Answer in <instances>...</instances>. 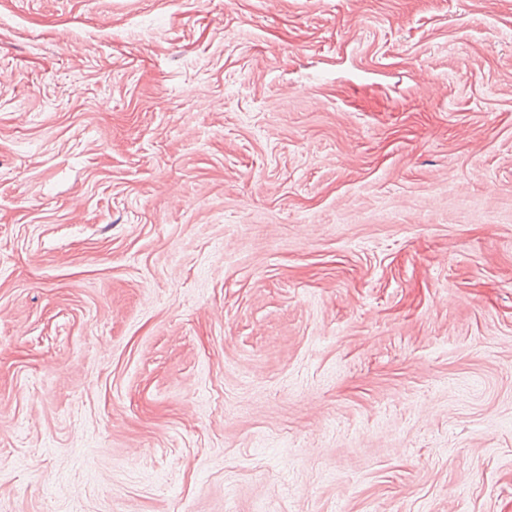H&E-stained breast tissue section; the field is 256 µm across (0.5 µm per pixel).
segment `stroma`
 Wrapping results in <instances>:
<instances>
[{"instance_id":"obj_1","label":"stroma","mask_w":512,"mask_h":512,"mask_svg":"<svg viewBox=\"0 0 512 512\" xmlns=\"http://www.w3.org/2000/svg\"><path fill=\"white\" fill-rule=\"evenodd\" d=\"M0 512H512V0H0Z\"/></svg>"}]
</instances>
